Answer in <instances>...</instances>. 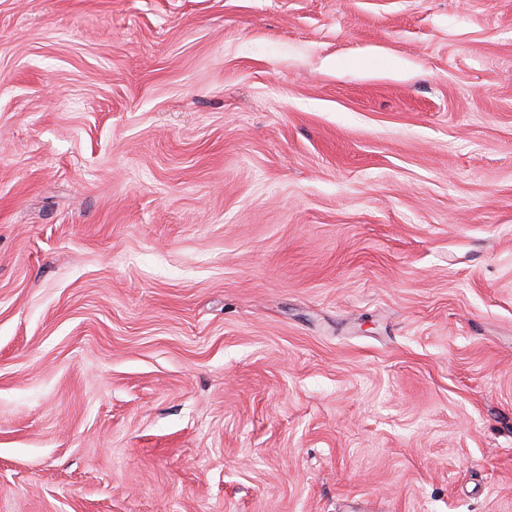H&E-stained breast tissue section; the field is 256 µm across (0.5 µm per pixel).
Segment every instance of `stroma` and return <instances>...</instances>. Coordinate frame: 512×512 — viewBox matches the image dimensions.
Instances as JSON below:
<instances>
[{
    "mask_svg": "<svg viewBox=\"0 0 512 512\" xmlns=\"http://www.w3.org/2000/svg\"><path fill=\"white\" fill-rule=\"evenodd\" d=\"M0 512H512V0H0Z\"/></svg>",
    "mask_w": 512,
    "mask_h": 512,
    "instance_id": "obj_1",
    "label": "stroma"
}]
</instances>
